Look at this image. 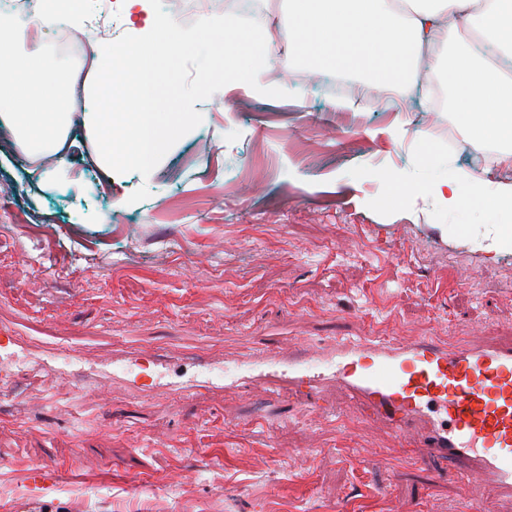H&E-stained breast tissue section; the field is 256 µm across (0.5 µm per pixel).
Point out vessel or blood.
Returning <instances> with one entry per match:
<instances>
[{
    "mask_svg": "<svg viewBox=\"0 0 512 512\" xmlns=\"http://www.w3.org/2000/svg\"><path fill=\"white\" fill-rule=\"evenodd\" d=\"M270 377L286 382L296 410L336 382L370 418L411 438L420 457L482 475L499 496L512 498V342L451 347L426 337L339 339L313 351L232 363L223 386L245 388ZM63 478L47 464L25 476L37 494Z\"/></svg>",
    "mask_w": 512,
    "mask_h": 512,
    "instance_id": "b4317fda",
    "label": "vessel or blood"
}]
</instances>
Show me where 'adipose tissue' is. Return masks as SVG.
<instances>
[{
	"label": "adipose tissue",
	"instance_id": "adipose-tissue-1",
	"mask_svg": "<svg viewBox=\"0 0 512 512\" xmlns=\"http://www.w3.org/2000/svg\"><path fill=\"white\" fill-rule=\"evenodd\" d=\"M94 0H38L32 20L0 21V139L25 154H62L73 87L63 74L48 75L39 31L45 23H66L86 37L94 69L83 84L91 107L82 125L93 145L92 161L104 174V191L122 185L123 168L148 171L173 129L163 121L167 104L155 82L161 53L189 42L173 15L155 0H134L142 24L130 25L121 46L92 30ZM397 14L391 0H286L278 33L266 15L251 19L253 41L247 66L226 72L231 87L276 94L266 76L279 62L287 39L327 71L367 74L373 88L386 86L425 60L430 74L447 76L456 120L475 145L512 146V0H407ZM478 18L474 33L461 18ZM461 50L452 60L451 44ZM433 198L452 210L462 199L512 212V181L501 182L456 170L431 186Z\"/></svg>",
	"mask_w": 512,
	"mask_h": 512
}]
</instances>
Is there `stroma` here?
<instances>
[{
	"instance_id": "35a3bbf8",
	"label": "stroma",
	"mask_w": 512,
	"mask_h": 512,
	"mask_svg": "<svg viewBox=\"0 0 512 512\" xmlns=\"http://www.w3.org/2000/svg\"><path fill=\"white\" fill-rule=\"evenodd\" d=\"M225 2L178 20L198 38L159 69L180 129L148 172L124 170L125 205L99 189L83 95L70 178L0 141V328L20 338L0 347V512H463L492 489L420 460L339 390L299 417L275 393L174 390L299 342L512 340V251L470 243L512 216L451 212L429 191L458 168L512 180V162L473 147L450 111L412 112L428 138L400 135L396 91L359 75V110L332 107L285 43L279 95L226 91L207 33ZM60 34L43 31L49 68L83 83L91 51L58 53ZM130 348L140 390L98 388ZM46 350L73 365L36 370ZM42 463L68 479L37 496L24 472Z\"/></svg>"
}]
</instances>
